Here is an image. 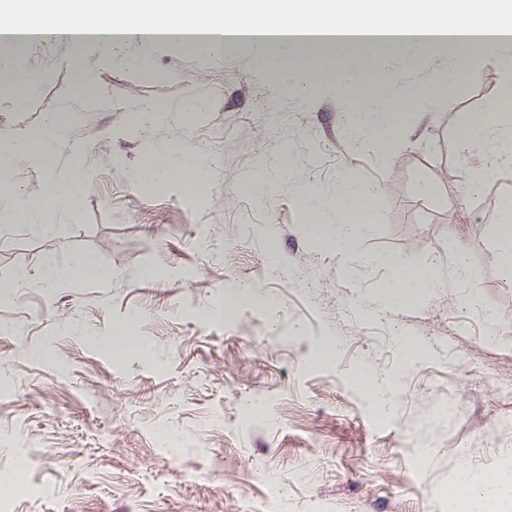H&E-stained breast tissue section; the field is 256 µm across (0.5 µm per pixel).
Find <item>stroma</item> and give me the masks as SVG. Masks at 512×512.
Wrapping results in <instances>:
<instances>
[{
	"label": "stroma",
	"instance_id": "obj_1",
	"mask_svg": "<svg viewBox=\"0 0 512 512\" xmlns=\"http://www.w3.org/2000/svg\"><path fill=\"white\" fill-rule=\"evenodd\" d=\"M42 63L24 104L0 96V133L40 130L67 107L86 153L88 190L57 217L60 234L25 224L0 231V283L44 260L92 255L102 279L63 277L51 291L20 288L0 300V465L13 444L35 461L37 494L12 495L8 512H448L450 485L512 472V282L497 261L496 227L512 168L467 196L457 132L465 115L499 94L495 67L450 88L441 108L381 163L347 122L354 104L335 87L272 83L245 49L194 56L108 31L80 45L42 39ZM96 89L65 99L74 68ZM385 91L431 86L448 59L418 71L382 58ZM150 77H143V70ZM164 121L132 134L141 106ZM173 143L172 171L139 192L148 152ZM212 159L209 189L194 196L177 171ZM378 188L377 217L358 247L336 257L308 237L300 197L330 200L344 172ZM266 177L264 202L244 185ZM447 201L422 194L423 184ZM456 238L466 255L448 251ZM391 253L430 269L442 286L423 301L382 311L366 301ZM246 286L269 296L230 307ZM501 315L488 325L483 307ZM156 356L132 352L128 336ZM334 362L314 363L327 337ZM428 343L394 410L352 376L396 367L398 337ZM42 358H33V351ZM428 460H421V447Z\"/></svg>",
	"mask_w": 512,
	"mask_h": 512
}]
</instances>
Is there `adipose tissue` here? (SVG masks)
Masks as SVG:
<instances>
[{
  "mask_svg": "<svg viewBox=\"0 0 512 512\" xmlns=\"http://www.w3.org/2000/svg\"><path fill=\"white\" fill-rule=\"evenodd\" d=\"M48 11L62 15L70 29L91 26L104 13L140 22L161 12L180 27H202L212 34L205 42L176 41V48L216 55L242 38L248 49L260 52L272 80L292 76L306 87L326 83L352 100H357L365 72H373L378 84L392 81L391 72L379 69L380 57H395L403 69L417 70L438 50L448 57V71L439 79L440 87L453 86L464 77L477 79V71L465 70L463 64L478 54L494 65L502 87L512 88V0H35L26 10L16 7L14 0H0V17L14 26L39 28ZM341 17L347 18L346 27H337ZM414 100L424 102L429 111L442 104L437 94L416 86L405 90L398 100L374 95L359 102L356 126L364 133L368 149L382 162H391L398 135L408 125L406 113L397 109L398 102ZM73 148L69 122L62 113L50 118L37 133L0 136V170L34 165L48 176L40 198L0 200V230L22 217L33 234L56 232V225L45 223V212L74 209L87 186L84 169H63L58 164L61 154ZM458 151L466 162L463 189L467 192L490 181L499 165L511 167L512 106L496 101L484 118L466 121ZM376 198L375 190L344 176L343 188L330 208L346 220L322 224L318 221L319 202L311 194H302L308 235L336 254L352 250L376 221ZM378 261L391 272L379 296L381 302L423 298L437 288L429 269L410 267L388 254L379 256ZM99 272L96 260L88 255L73 259L67 269L50 257L38 274L18 270L9 286L47 290L63 274L87 278ZM399 349V374L381 380L365 367L354 374L356 383L368 385L371 395L387 410L394 405L402 372L425 354L424 348L407 339L400 341ZM451 492L461 512H497L499 499L512 494V482L482 490L459 483Z\"/></svg>",
  "mask_w": 512,
  "mask_h": 512,
  "instance_id": "1",
  "label": "adipose tissue"
}]
</instances>
